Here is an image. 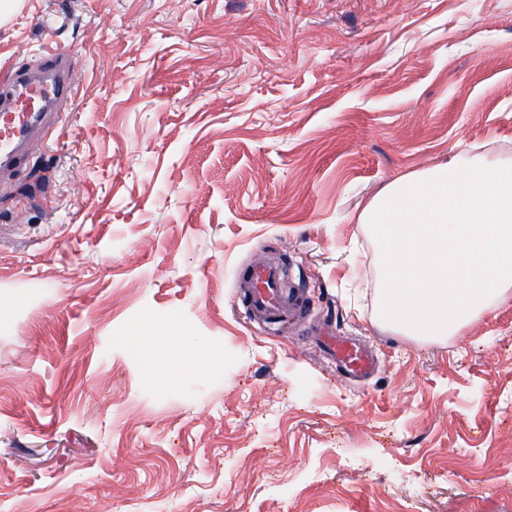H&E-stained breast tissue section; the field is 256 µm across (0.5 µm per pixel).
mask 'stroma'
<instances>
[{
	"mask_svg": "<svg viewBox=\"0 0 512 512\" xmlns=\"http://www.w3.org/2000/svg\"><path fill=\"white\" fill-rule=\"evenodd\" d=\"M50 41L78 94L0 177V512H512V293L442 343L384 329L354 220L512 160V0H22L0 81ZM267 257L308 326L249 321ZM326 353L336 363L345 378L356 380L369 374L373 364L372 351L354 340L338 339L323 334Z\"/></svg>",
	"mask_w": 512,
	"mask_h": 512,
	"instance_id": "obj_1",
	"label": "stroma"
}]
</instances>
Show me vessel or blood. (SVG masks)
<instances>
[{
  "instance_id": "obj_1",
  "label": "vessel or blood",
  "mask_w": 512,
  "mask_h": 512,
  "mask_svg": "<svg viewBox=\"0 0 512 512\" xmlns=\"http://www.w3.org/2000/svg\"><path fill=\"white\" fill-rule=\"evenodd\" d=\"M51 63L48 80L33 78L16 70L7 83L0 85V168L12 169L39 143L40 132L54 116L48 105L59 99L74 97L79 88L73 72H61L58 64L66 52L57 44L46 47ZM285 272L276 263L256 262L242 276L246 288L242 301L253 321L277 325L305 319L307 302L299 289L284 288ZM327 354L345 378L365 377L372 368L373 354L353 340L323 336Z\"/></svg>"
}]
</instances>
